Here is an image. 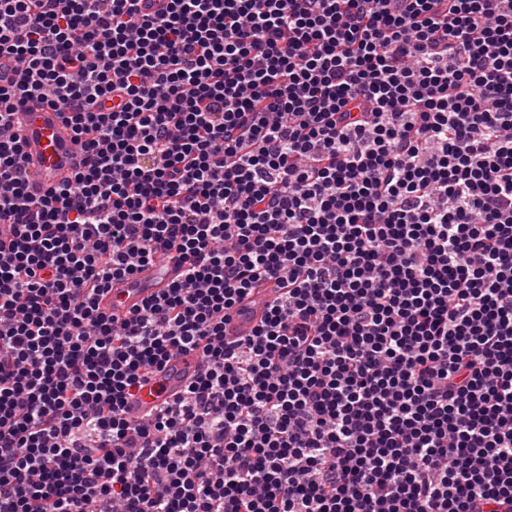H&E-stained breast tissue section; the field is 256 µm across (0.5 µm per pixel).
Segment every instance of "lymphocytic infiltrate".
Wrapping results in <instances>:
<instances>
[{"label":"lymphocytic infiltrate","instance_id":"f902f5d3","mask_svg":"<svg viewBox=\"0 0 512 512\" xmlns=\"http://www.w3.org/2000/svg\"><path fill=\"white\" fill-rule=\"evenodd\" d=\"M0 225V512L512 505V0H0ZM22 128L27 180L33 191H44L74 172L78 157L74 134L58 112L28 103ZM183 275V266L176 261H155L137 270L133 275L115 280L101 296L100 306L115 317H124L140 308L144 302L159 296L165 288ZM264 306L256 298L244 299L232 314L230 320L225 324L226 337L246 336L251 333L258 323ZM198 358L192 354L180 355L163 369L156 370L141 383L133 397L128 399L129 415L140 419L162 402L172 399L197 373Z\"/></svg>","mask_w":512,"mask_h":512}]
</instances>
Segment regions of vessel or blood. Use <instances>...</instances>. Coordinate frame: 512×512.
<instances>
[{
  "label": "vessel or blood",
  "mask_w": 512,
  "mask_h": 512,
  "mask_svg": "<svg viewBox=\"0 0 512 512\" xmlns=\"http://www.w3.org/2000/svg\"><path fill=\"white\" fill-rule=\"evenodd\" d=\"M22 128L27 180L33 191H43L74 172L78 157L74 134L58 112L39 103L26 104ZM182 275L183 267L177 262H154L127 278L114 281L102 296L100 305L114 316H126L148 299L159 296ZM263 310L258 299H244L225 324L226 336L250 334ZM197 365V357L189 353L150 374L128 400L130 416L142 418L162 402L172 399L196 375Z\"/></svg>",
  "instance_id": "1"
}]
</instances>
